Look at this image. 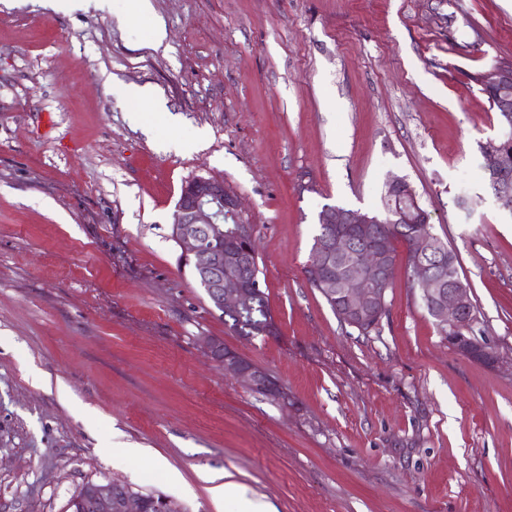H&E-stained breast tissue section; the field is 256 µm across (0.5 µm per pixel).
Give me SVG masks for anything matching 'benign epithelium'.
Returning a JSON list of instances; mask_svg holds the SVG:
<instances>
[{
    "label": "benign epithelium",
    "instance_id": "1",
    "mask_svg": "<svg viewBox=\"0 0 512 512\" xmlns=\"http://www.w3.org/2000/svg\"><path fill=\"white\" fill-rule=\"evenodd\" d=\"M484 158L489 185L495 197L512 209V170L504 161L498 140L485 143ZM239 198L215 177L196 176L185 182L176 203L171 237L179 246L181 264L193 266L211 307L241 319L252 310L257 284L242 273L244 261L257 259L254 225L240 221ZM235 221L228 226L227 220ZM324 235L317 238L305 276L323 297L337 302L343 324L361 331L372 329L388 310L387 289L392 251L388 237L374 232L377 217L369 212L326 207L320 215ZM410 270L422 298L436 322L448 327L443 337L459 354L478 361L494 360L488 344L471 330L475 319L468 288L458 278H445L434 264L447 249L430 232L427 220L410 226ZM345 263L344 276L336 278V265ZM210 356L224 371L268 397L288 400V392L265 370L245 360L224 342L203 339ZM121 483L102 482L92 488L85 512H183L170 496L148 498Z\"/></svg>",
    "mask_w": 512,
    "mask_h": 512
}]
</instances>
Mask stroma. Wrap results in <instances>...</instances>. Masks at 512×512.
<instances>
[{
    "label": "stroma",
    "mask_w": 512,
    "mask_h": 512,
    "mask_svg": "<svg viewBox=\"0 0 512 512\" xmlns=\"http://www.w3.org/2000/svg\"><path fill=\"white\" fill-rule=\"evenodd\" d=\"M502 58L512 0H0V512H66L104 480L187 512H512V210L482 177L502 128L470 79ZM145 84L176 124L123 98ZM197 175L255 227L276 335L230 328L179 266ZM396 178L455 251L496 363L442 340L403 241L377 331L308 284L323 206L376 210ZM212 472L235 486L219 505ZM202 343L210 356L222 364L227 374L243 380L252 391L288 401V392L278 385L265 370L225 347L223 341L206 337Z\"/></svg>",
    "instance_id": "35a3bbf8"
}]
</instances>
